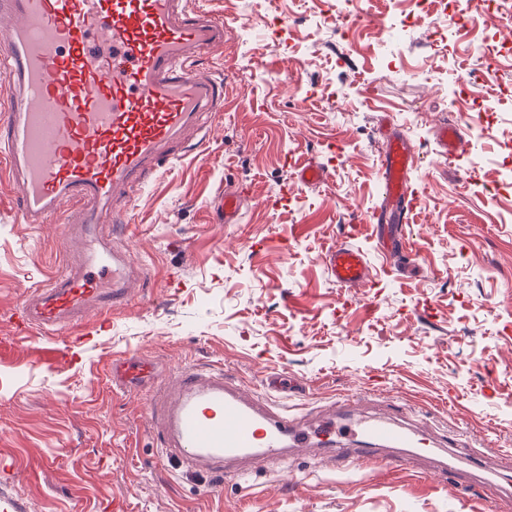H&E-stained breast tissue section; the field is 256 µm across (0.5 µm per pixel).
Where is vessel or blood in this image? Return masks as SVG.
<instances>
[{"instance_id": "b4317fda", "label": "vessel or blood", "mask_w": 512, "mask_h": 512, "mask_svg": "<svg viewBox=\"0 0 512 512\" xmlns=\"http://www.w3.org/2000/svg\"><path fill=\"white\" fill-rule=\"evenodd\" d=\"M228 25L189 0H0V175L17 188V219L47 224L73 215L82 248L25 299L18 331L38 336L31 348L45 366L76 365L77 346L97 313L123 306L134 279L125 251L102 230L121 222L127 190L186 151L205 155L191 130L224 110V83L197 58L224 45ZM443 156L466 160L468 130L443 125ZM416 150L390 135L376 160L384 201L369 221L383 250L406 249L402 228L419 195L410 173ZM329 275L347 288L370 282L358 247L328 249ZM115 388L148 387V412L163 457L234 481L239 460L281 461L286 449L336 454L345 471L373 463L386 448L392 464L439 456L446 448L412 424L338 407L317 417L277 405L223 371L184 368L165 377L137 357L110 365Z\"/></svg>"}]
</instances>
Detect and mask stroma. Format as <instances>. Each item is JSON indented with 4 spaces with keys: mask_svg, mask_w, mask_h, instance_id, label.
I'll return each mask as SVG.
<instances>
[{
    "mask_svg": "<svg viewBox=\"0 0 512 512\" xmlns=\"http://www.w3.org/2000/svg\"><path fill=\"white\" fill-rule=\"evenodd\" d=\"M226 19L222 49L203 60L224 78V112L208 155L160 169L127 206L140 278L126 305L79 349L80 365L48 368L14 333L22 297L65 259L68 225L21 224L15 187L0 177V506L7 512H512V186H485L512 165V0L489 24L476 10L447 41V16L391 40L417 0H361L352 47L336 53L335 0H192ZM465 81L463 96L452 86ZM481 114L463 165L439 154L436 131ZM416 148L419 190L406 227L412 261L397 267L366 224L383 198L376 158L383 128ZM331 178L296 181L305 162ZM241 194L239 221L221 222L224 190ZM372 260L374 281L342 288L326 250L345 229ZM158 369L221 366L262 389L292 380L287 402L321 411L360 393L367 415L419 408L435 438L466 435L480 459L434 474L423 459L355 477L339 462L288 451L239 485L163 458L146 389L111 392L113 356Z\"/></svg>",
    "mask_w": 512,
    "mask_h": 512,
    "instance_id": "stroma-1",
    "label": "stroma"
}]
</instances>
